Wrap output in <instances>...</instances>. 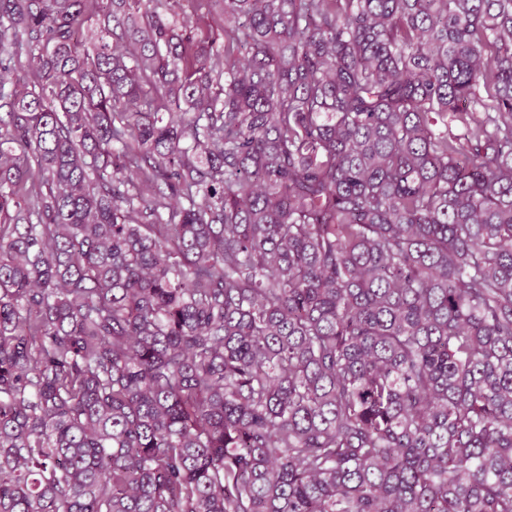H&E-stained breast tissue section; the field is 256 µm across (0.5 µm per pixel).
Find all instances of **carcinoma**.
<instances>
[{
	"instance_id": "obj_1",
	"label": "carcinoma",
	"mask_w": 512,
	"mask_h": 512,
	"mask_svg": "<svg viewBox=\"0 0 512 512\" xmlns=\"http://www.w3.org/2000/svg\"><path fill=\"white\" fill-rule=\"evenodd\" d=\"M163 2L0 0V512H512V0ZM178 8H184L188 14H192V25L198 26L203 32L209 30L218 36V42L224 41V20L219 19L217 16L208 15L204 10L198 11L197 14H193L192 8L186 3L182 2L175 6Z\"/></svg>"
}]
</instances>
